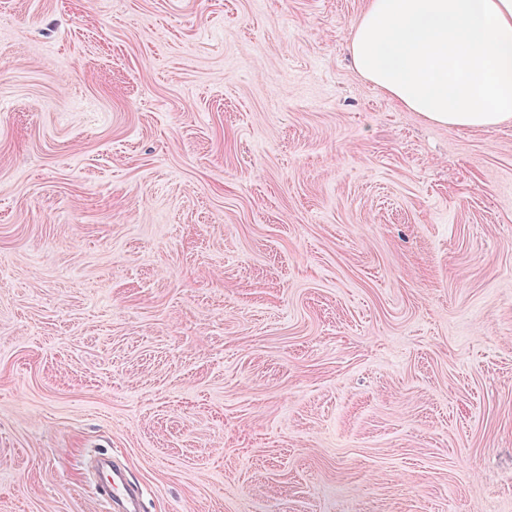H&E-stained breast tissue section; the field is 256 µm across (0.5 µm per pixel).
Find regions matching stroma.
<instances>
[{"label": "stroma", "instance_id": "35a3bbf8", "mask_svg": "<svg viewBox=\"0 0 512 512\" xmlns=\"http://www.w3.org/2000/svg\"><path fill=\"white\" fill-rule=\"evenodd\" d=\"M365 5L0 0V512H512V122ZM101 496L114 512H142L140 493L127 479L126 471L112 466V484L102 490Z\"/></svg>", "mask_w": 512, "mask_h": 512}]
</instances>
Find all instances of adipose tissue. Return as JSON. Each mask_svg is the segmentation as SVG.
Segmentation results:
<instances>
[{"label":"adipose tissue","mask_w":512,"mask_h":512,"mask_svg":"<svg viewBox=\"0 0 512 512\" xmlns=\"http://www.w3.org/2000/svg\"><path fill=\"white\" fill-rule=\"evenodd\" d=\"M348 50L360 75L431 122L512 121V0H368Z\"/></svg>","instance_id":"adipose-tissue-1"}]
</instances>
